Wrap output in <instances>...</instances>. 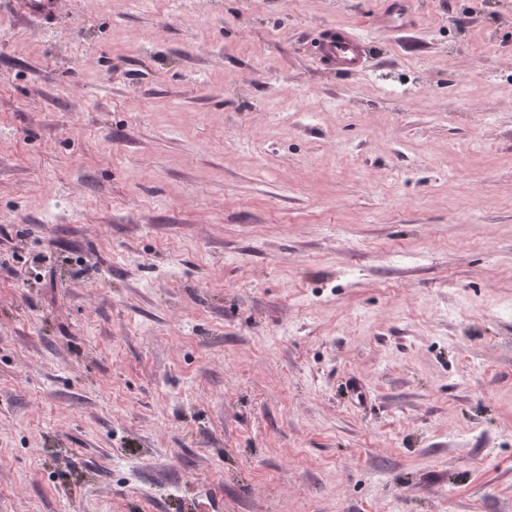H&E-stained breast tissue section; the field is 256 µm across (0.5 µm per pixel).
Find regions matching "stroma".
<instances>
[{"mask_svg": "<svg viewBox=\"0 0 512 512\" xmlns=\"http://www.w3.org/2000/svg\"><path fill=\"white\" fill-rule=\"evenodd\" d=\"M25 2L0 512H512V0ZM363 43L361 34L348 29L330 28L320 45V55L341 71L356 73L363 69Z\"/></svg>", "mask_w": 512, "mask_h": 512, "instance_id": "stroma-1", "label": "stroma"}]
</instances>
